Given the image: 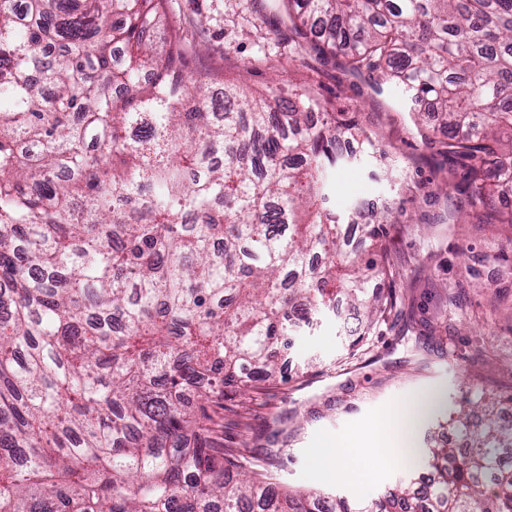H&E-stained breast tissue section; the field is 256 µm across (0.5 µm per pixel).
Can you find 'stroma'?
Returning <instances> with one entry per match:
<instances>
[{"label": "stroma", "instance_id": "obj_1", "mask_svg": "<svg viewBox=\"0 0 512 512\" xmlns=\"http://www.w3.org/2000/svg\"><path fill=\"white\" fill-rule=\"evenodd\" d=\"M171 17L181 19L190 40L207 44L205 56H190L189 71L219 68L225 80L239 76L244 62L266 55L278 60V70L260 68L248 82L256 88L269 83L308 78L320 82L325 98L353 105L369 117L382 145L404 161L396 175L369 162L333 170L330 206L366 196L393 206L401 215L389 225V248L408 282L401 311L379 323L370 336L356 341L347 306L325 315L292 338L286 354L287 382L263 393L245 392L227 401L224 444L245 448L258 459L264 449L279 451L281 464L273 475L295 490L317 489L368 502L414 476H429L421 457L378 472L366 486L321 480L314 453L327 438H340L367 428L385 409L432 389L437 400L420 426L417 445L430 448L450 438L447 421L464 396L475 387L512 393V269L500 266L499 278L485 276L486 252L507 249L512 232L499 225L432 224L421 228L420 215L438 216L451 203L424 202L406 181L428 185L433 165L419 136L405 117L410 102L394 87L372 91L364 80L339 86L333 66L310 70L288 60V20L268 26L252 12L250 0H168ZM483 272L479 289H455L463 266Z\"/></svg>", "mask_w": 512, "mask_h": 512}]
</instances>
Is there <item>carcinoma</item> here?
I'll list each match as a JSON object with an SVG mask.
<instances>
[{"label":"carcinoma","mask_w":512,"mask_h":512,"mask_svg":"<svg viewBox=\"0 0 512 512\" xmlns=\"http://www.w3.org/2000/svg\"><path fill=\"white\" fill-rule=\"evenodd\" d=\"M0 0V512H512V421L475 389L427 449L426 489L369 506L293 493L224 448V401L276 377L300 324L342 301L363 335L397 311L391 209L326 207L330 170L374 146L315 81L255 90L199 71L166 0ZM289 57L393 84L431 198L507 224L512 0H281ZM167 34L168 48L153 52ZM150 83L142 80L144 73ZM365 249H347L349 228ZM482 426L471 422L473 408Z\"/></svg>","instance_id":"cac0c4a2"}]
</instances>
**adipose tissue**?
I'll return each mask as SVG.
<instances>
[{
	"instance_id": "ef3b65f1",
	"label": "adipose tissue",
	"mask_w": 512,
	"mask_h": 512,
	"mask_svg": "<svg viewBox=\"0 0 512 512\" xmlns=\"http://www.w3.org/2000/svg\"><path fill=\"white\" fill-rule=\"evenodd\" d=\"M434 403V396H416L377 416L368 431L326 441L315 453L319 476L365 484L378 471L401 465L405 449L414 447L417 430Z\"/></svg>"
}]
</instances>
